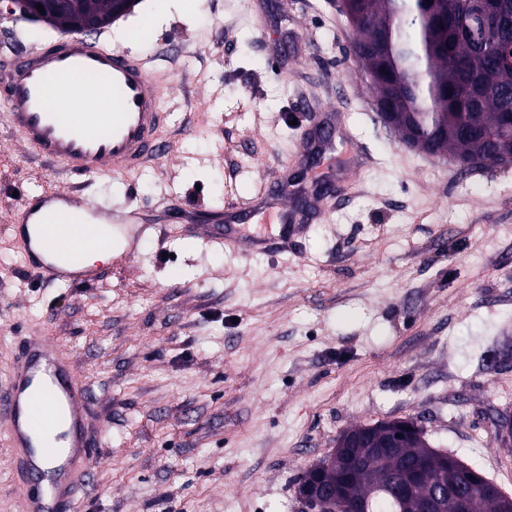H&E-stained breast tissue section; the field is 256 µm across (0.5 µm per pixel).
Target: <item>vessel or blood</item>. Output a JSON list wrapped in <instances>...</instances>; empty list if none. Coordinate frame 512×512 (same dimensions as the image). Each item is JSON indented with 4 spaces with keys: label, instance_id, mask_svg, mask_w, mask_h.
<instances>
[{
    "label": "vessel or blood",
    "instance_id": "vessel-or-blood-1",
    "mask_svg": "<svg viewBox=\"0 0 512 512\" xmlns=\"http://www.w3.org/2000/svg\"><path fill=\"white\" fill-rule=\"evenodd\" d=\"M75 76L85 79L93 111H72L68 83ZM162 94L152 57L99 36L70 35L31 48L0 71V119L25 150L69 176L124 180L168 154L161 139L169 121ZM272 190V181H263L252 199L229 200L223 224H196L190 233L251 251L287 245V209L276 213L277 235L259 237L248 229ZM133 218L76 191L53 189L18 201L5 232L37 278L90 286L104 276L86 264L92 224L106 220L131 240ZM92 415L88 387L63 338L28 337L0 389V434L19 489L17 512H83L82 493L105 438L102 426L91 424Z\"/></svg>",
    "mask_w": 512,
    "mask_h": 512
}]
</instances>
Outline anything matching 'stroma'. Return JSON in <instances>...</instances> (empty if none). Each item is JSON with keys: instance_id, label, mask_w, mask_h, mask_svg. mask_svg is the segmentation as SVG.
Segmentation results:
<instances>
[{"instance_id": "35a3bbf8", "label": "stroma", "mask_w": 512, "mask_h": 512, "mask_svg": "<svg viewBox=\"0 0 512 512\" xmlns=\"http://www.w3.org/2000/svg\"><path fill=\"white\" fill-rule=\"evenodd\" d=\"M108 32L172 86L169 160L73 178L0 123V220L66 185L135 197L149 227L86 288L39 282L0 235V384L49 330L108 424L85 512H300L298 478L341 433L394 419L512 495L492 425L512 416V163L464 170L385 124L340 0H138ZM58 36L0 21V68ZM283 167L303 227L286 251L181 234Z\"/></svg>"}]
</instances>
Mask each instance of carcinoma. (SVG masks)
Here are the masks:
<instances>
[{
  "label": "carcinoma",
  "mask_w": 512,
  "mask_h": 512,
  "mask_svg": "<svg viewBox=\"0 0 512 512\" xmlns=\"http://www.w3.org/2000/svg\"><path fill=\"white\" fill-rule=\"evenodd\" d=\"M358 18L348 21L359 37L353 57L379 98L386 120L404 140L433 155H450L463 167L512 161V65L497 54L512 44V0H485L497 25L489 30L472 0H355ZM54 25L79 31L88 14L112 23L109 0H48ZM426 440L406 439L396 454L426 452ZM473 467H448V480L467 487L469 512H499L487 487L472 479ZM392 462L370 463L353 489L363 512H405L393 496Z\"/></svg>",
  "instance_id": "cac0c4a2"
}]
</instances>
